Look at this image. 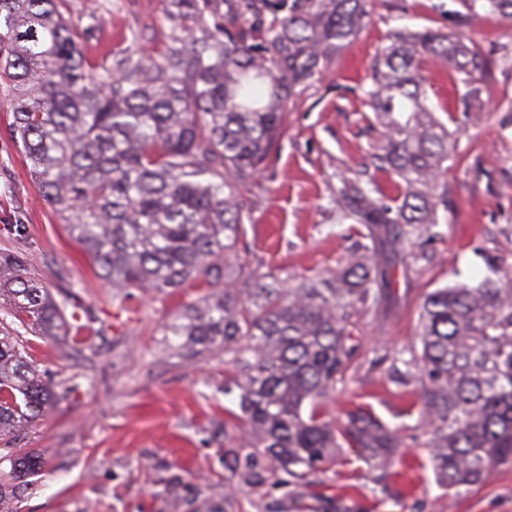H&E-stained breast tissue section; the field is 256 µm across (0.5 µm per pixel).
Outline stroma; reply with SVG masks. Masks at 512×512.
Listing matches in <instances>:
<instances>
[{"instance_id":"1","label":"stroma","mask_w":512,"mask_h":512,"mask_svg":"<svg viewBox=\"0 0 512 512\" xmlns=\"http://www.w3.org/2000/svg\"><path fill=\"white\" fill-rule=\"evenodd\" d=\"M74 22L101 18L89 54L130 32L161 35L160 0H69ZM460 0H373L371 21L335 65L310 83L291 106L288 133L253 189L245 225L253 266L280 277H314L335 268L356 237L340 220L335 191L347 167L370 152L377 136L363 104L378 49L399 28L432 29L479 46L491 68L478 81L473 111H464L451 70L424 68L432 106H449L457 157L443 184L437 236L424 249L430 265L410 264L397 299L364 338L367 361L329 405L332 416L370 407L396 428L404 456L386 483L363 462L337 467L328 494L353 512H512V465L481 485L448 496L430 465L432 429L415 387L390 377L394 356L418 348L419 298L455 283L477 282L489 266L512 272V24L489 17L462 24ZM11 95L0 88V252L23 254L31 275L54 300L74 286L81 329L59 342L30 340L34 365L66 394L46 417L17 438L20 447L47 451L49 466L21 488L16 512H165L159 497L167 472L192 483L217 481L222 448L209 440L224 416V360L190 363L164 351L163 326L188 289L154 298L138 291L113 298L79 245L58 224L12 136ZM422 247L407 245V254Z\"/></svg>"}]
</instances>
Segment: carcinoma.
<instances>
[{
	"instance_id": "1",
	"label": "carcinoma",
	"mask_w": 512,
	"mask_h": 512,
	"mask_svg": "<svg viewBox=\"0 0 512 512\" xmlns=\"http://www.w3.org/2000/svg\"><path fill=\"white\" fill-rule=\"evenodd\" d=\"M160 44L89 58L69 0H0V80L13 98V136L43 197L117 298L196 288L165 325L173 355L224 354V395L237 410L215 423L224 440V506L179 473L163 479L167 512H287L350 457L388 475L403 455L396 429L358 406L333 418L328 402L360 367L366 318L391 298L409 237L435 236L438 192L453 133L436 116L422 64L453 70L464 109L489 62L436 30L400 31L377 52L363 105L373 151L342 174L336 208L361 241L323 275L282 279L248 261L247 194L288 132V107L329 70L371 18L372 0H162ZM463 19L512 22V0H463ZM390 171V200L372 171ZM371 243L366 244L364 240ZM41 336H56L60 307L25 260L0 255V297ZM421 350L396 382L416 385L433 429L431 463L455 495L512 465V282L494 271L474 285L425 295ZM58 398L25 339L0 326V503L16 498L42 455L7 438Z\"/></svg>"
}]
</instances>
